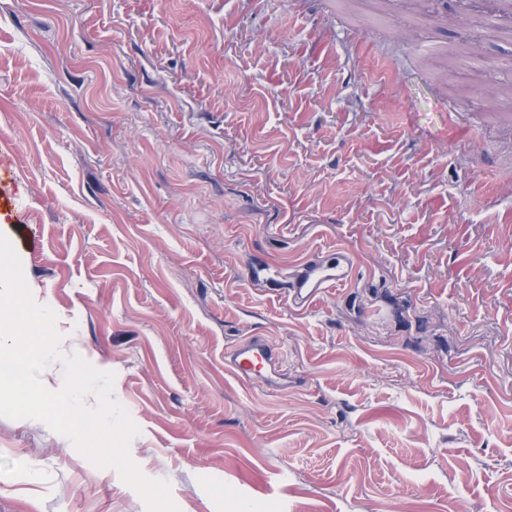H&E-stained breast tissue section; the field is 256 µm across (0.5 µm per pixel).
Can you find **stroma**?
I'll use <instances>...</instances> for the list:
<instances>
[{
    "instance_id": "1",
    "label": "stroma",
    "mask_w": 512,
    "mask_h": 512,
    "mask_svg": "<svg viewBox=\"0 0 512 512\" xmlns=\"http://www.w3.org/2000/svg\"><path fill=\"white\" fill-rule=\"evenodd\" d=\"M475 10L502 33L461 0H0V234L180 512H512V18ZM336 248L308 308L265 278ZM251 336L286 385L226 371ZM0 512L147 508L0 416Z\"/></svg>"
}]
</instances>
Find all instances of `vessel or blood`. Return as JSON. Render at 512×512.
Instances as JSON below:
<instances>
[{
  "label": "vessel or blood",
  "mask_w": 512,
  "mask_h": 512,
  "mask_svg": "<svg viewBox=\"0 0 512 512\" xmlns=\"http://www.w3.org/2000/svg\"><path fill=\"white\" fill-rule=\"evenodd\" d=\"M353 272L354 260L348 252L338 250L311 258L293 271L288 298L296 306L307 307L329 289L344 286ZM278 362L270 344L256 336L239 345L226 366L239 381L254 383L266 381L269 368Z\"/></svg>",
  "instance_id": "b4317fda"
}]
</instances>
